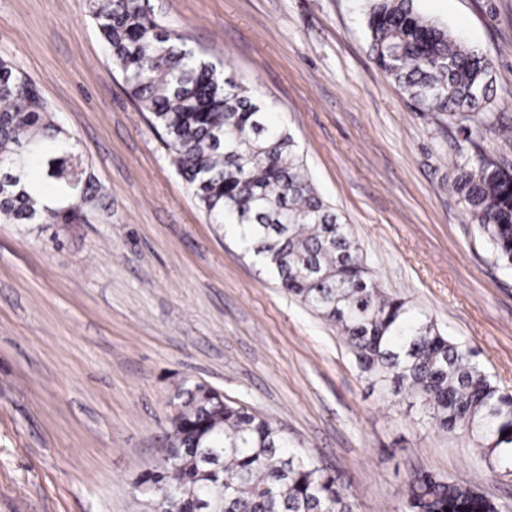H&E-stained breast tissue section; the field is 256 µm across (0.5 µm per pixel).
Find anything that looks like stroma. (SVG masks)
<instances>
[{
    "label": "stroma",
    "mask_w": 512,
    "mask_h": 512,
    "mask_svg": "<svg viewBox=\"0 0 512 512\" xmlns=\"http://www.w3.org/2000/svg\"><path fill=\"white\" fill-rule=\"evenodd\" d=\"M287 125L373 278L512 394V270L442 190L512 166V0H417L493 63V104L423 112L374 65L364 0H150ZM0 56L32 79L104 189L78 224L0 221V512H154L170 404L204 384L277 422L354 512H404L417 471L512 506L472 439L389 398L337 331L208 223L107 55L91 0H0Z\"/></svg>",
    "instance_id": "35a3bbf8"
}]
</instances>
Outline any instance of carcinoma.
I'll return each mask as SVG.
<instances>
[{
    "label": "carcinoma",
    "mask_w": 512,
    "mask_h": 512,
    "mask_svg": "<svg viewBox=\"0 0 512 512\" xmlns=\"http://www.w3.org/2000/svg\"><path fill=\"white\" fill-rule=\"evenodd\" d=\"M375 64L421 111L467 113L493 103V64L416 0H368ZM93 18L124 89L163 131L172 163L214 224L242 239L282 288L336 325L360 369L420 400L443 430L470 436L494 470L512 472V395L499 391L430 319L409 314L371 278L347 225L316 190L273 105L165 28L148 0H93ZM35 84L0 57V219L74 224L96 197L74 143ZM28 154L22 168L6 163ZM58 201L37 202L28 185ZM450 190L512 268V171L483 157L456 170ZM169 417L162 467L143 483L158 512H353L336 479L290 447L283 429L197 384ZM407 512H508L471 485L421 473L407 483Z\"/></svg>",
    "instance_id": "1"
}]
</instances>
